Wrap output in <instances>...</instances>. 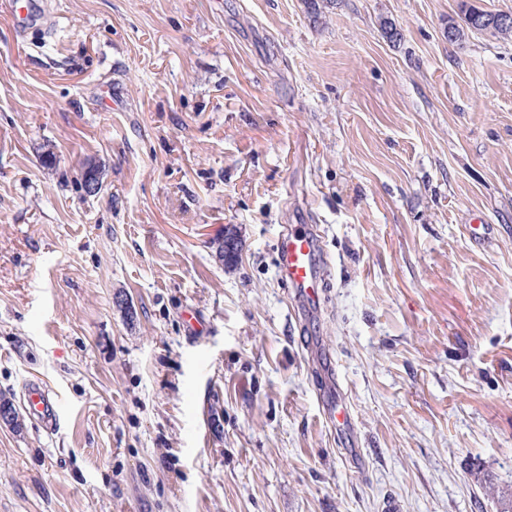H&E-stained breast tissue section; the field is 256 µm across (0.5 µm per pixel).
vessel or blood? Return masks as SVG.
I'll return each mask as SVG.
<instances>
[{
  "instance_id": "1",
  "label": "vessel or blood",
  "mask_w": 512,
  "mask_h": 512,
  "mask_svg": "<svg viewBox=\"0 0 512 512\" xmlns=\"http://www.w3.org/2000/svg\"><path fill=\"white\" fill-rule=\"evenodd\" d=\"M0 12L9 15L18 25L35 22L42 16L39 0H0ZM319 262L320 240L312 229L291 230L281 235L278 245L280 275L292 288L295 297L309 306L320 300L323 283L318 277ZM26 400L29 410L50 427L59 425L61 401L57 395L49 393L42 383L28 385ZM321 401L328 416L335 420L337 431H353L354 421L341 396L325 393Z\"/></svg>"
}]
</instances>
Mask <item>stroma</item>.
I'll return each mask as SVG.
<instances>
[{
    "mask_svg": "<svg viewBox=\"0 0 512 512\" xmlns=\"http://www.w3.org/2000/svg\"><path fill=\"white\" fill-rule=\"evenodd\" d=\"M47 2V33L0 17V394L65 419L0 427V512H500L512 42L449 43L461 0ZM301 224L309 311L277 269ZM320 252V240L312 229L291 230L280 237V275L295 297L308 306L319 303L324 287L318 277ZM335 396L332 392L321 395V401L326 406L325 412L330 418L336 420V431L350 433L354 431V421L348 411L347 405L342 399L339 384L336 380ZM29 410L46 422L50 429L57 427L61 421L62 404L56 394L51 395L42 383H29L26 390Z\"/></svg>",
    "mask_w": 512,
    "mask_h": 512,
    "instance_id": "obj_1",
    "label": "stroma"
}]
</instances>
